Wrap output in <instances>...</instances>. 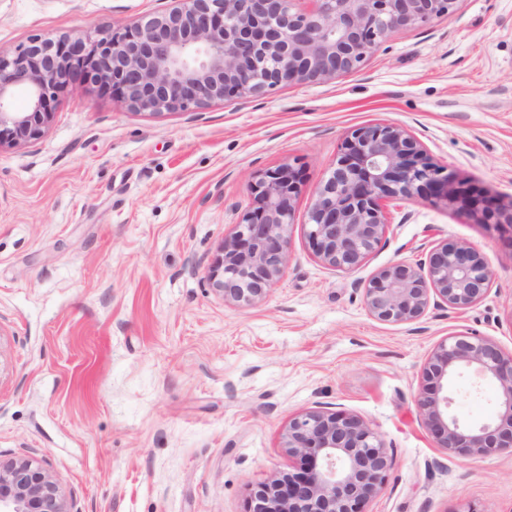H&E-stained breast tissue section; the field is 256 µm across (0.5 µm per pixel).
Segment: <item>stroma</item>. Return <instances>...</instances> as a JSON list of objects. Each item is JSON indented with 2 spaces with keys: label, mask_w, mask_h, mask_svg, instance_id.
<instances>
[{
  "label": "stroma",
  "mask_w": 512,
  "mask_h": 512,
  "mask_svg": "<svg viewBox=\"0 0 512 512\" xmlns=\"http://www.w3.org/2000/svg\"><path fill=\"white\" fill-rule=\"evenodd\" d=\"M171 5L0 0V52L99 39ZM378 121L512 201V0H459L356 71L245 101L150 114L94 83L59 91L40 138L0 148V459L46 460L71 512H245L252 489L297 465L289 420L324 407L359 416L392 458L365 512H512V456L448 454L416 406L442 339L512 352V242L444 204L392 200L357 269L308 245L314 187L346 133ZM282 164L304 174L282 273L257 303L226 302L208 268L249 183ZM446 239L486 257L487 295L412 324L375 320V273ZM500 391L465 370L452 410L488 422Z\"/></svg>",
  "instance_id": "obj_1"
}]
</instances>
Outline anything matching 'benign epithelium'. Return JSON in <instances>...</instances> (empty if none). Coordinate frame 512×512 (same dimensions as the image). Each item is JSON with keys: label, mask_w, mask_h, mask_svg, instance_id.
<instances>
[{"label": "benign epithelium", "mask_w": 512, "mask_h": 512, "mask_svg": "<svg viewBox=\"0 0 512 512\" xmlns=\"http://www.w3.org/2000/svg\"><path fill=\"white\" fill-rule=\"evenodd\" d=\"M175 6L89 37L37 36L0 54V146L36 140L58 91L91 80L134 112H184L214 101L257 97L278 86L322 83L357 70L394 32L429 25L458 0H173ZM28 108L12 107L15 90ZM301 170L280 165L249 184L250 203L224 238L208 280L224 300L250 305L280 276L291 241ZM420 199L465 210L512 238V203L460 182L400 125L350 130L335 165L313 191L305 236L337 271L359 267L387 227L385 202ZM486 258L467 243L441 241L416 265L379 270L365 288L377 321L413 323L430 305L465 310L489 291ZM474 368L498 381L497 417L470 426L451 413L448 379ZM418 412L439 447L466 458L512 456V354L492 339L456 334L428 358ZM284 448L298 461L254 488L247 512H364L392 459L358 416L317 408L293 417ZM0 512H71L49 470L32 459L0 460Z\"/></svg>", "instance_id": "7a95c632"}]
</instances>
